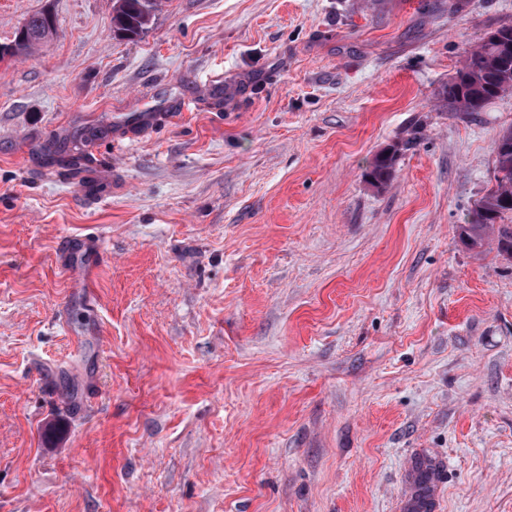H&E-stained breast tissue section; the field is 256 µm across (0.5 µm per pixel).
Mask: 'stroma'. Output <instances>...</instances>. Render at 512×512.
<instances>
[{
	"mask_svg": "<svg viewBox=\"0 0 512 512\" xmlns=\"http://www.w3.org/2000/svg\"><path fill=\"white\" fill-rule=\"evenodd\" d=\"M45 9L0 61V512H414L421 459L431 512H512V257L458 231L512 92L439 98L512 0H0V45ZM160 0H114L112 34L134 39L149 27ZM55 29L50 14L39 12L32 15L16 31L14 39L9 45L0 46V59L5 56L17 57L27 54L35 46L52 37ZM409 144V140H406L403 144L396 143L386 149L385 153L377 154L372 160L369 170L366 172V177L369 182L375 186H382L386 184L393 175L394 165L398 154L402 149L409 146Z\"/></svg>",
	"mask_w": 512,
	"mask_h": 512,
	"instance_id": "1",
	"label": "stroma"
}]
</instances>
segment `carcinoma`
<instances>
[{"instance_id": "obj_1", "label": "carcinoma", "mask_w": 512, "mask_h": 512, "mask_svg": "<svg viewBox=\"0 0 512 512\" xmlns=\"http://www.w3.org/2000/svg\"><path fill=\"white\" fill-rule=\"evenodd\" d=\"M159 0H113L112 34L134 39L149 27ZM53 18L46 12L29 17L19 28L13 41L0 46V59L27 54L35 46L53 36ZM512 90V26H502L486 35L470 51L448 84L441 98L450 112L471 114L484 105ZM410 141L397 143L377 154L366 177L375 186L386 184L393 175L400 151ZM496 155V185L472 211L467 223L460 225V236L466 245L475 249L484 245L488 232L495 234L497 249L512 256V224L505 219L512 215V127L503 131L494 142Z\"/></svg>"}]
</instances>
